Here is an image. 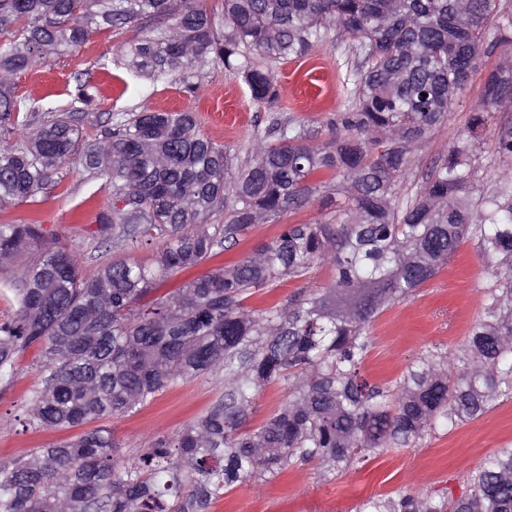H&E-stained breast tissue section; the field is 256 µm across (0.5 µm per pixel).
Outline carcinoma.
I'll return each mask as SVG.
<instances>
[{"mask_svg":"<svg viewBox=\"0 0 512 512\" xmlns=\"http://www.w3.org/2000/svg\"><path fill=\"white\" fill-rule=\"evenodd\" d=\"M224 32L204 0H0V208L36 202L70 165L105 179L102 241L163 242L149 265L114 260L81 274L76 254L45 239L43 225L0 224V268L23 246L29 265L0 280L13 316L0 321V383L37 350L43 385L26 425L82 426L131 412L178 380L221 374L224 395L173 440L146 441L133 459L112 432L0 463V512H209L253 476L275 478L314 463L327 479L392 447H416L437 423L452 430L512 399V121L500 124V180L476 182L475 139H458L414 196L400 183L412 155L448 121L450 106L483 73L472 130L512 105V13L499 0H224ZM169 18L121 49L124 65L154 84L224 68L253 101L278 100L275 67L308 57L332 30L353 41L349 105L319 143L303 122L271 115L250 158L205 136L191 110L111 114L87 141L78 114L94 87L77 82L61 112L4 90L12 76L82 47L101 30ZM332 186L343 195L325 221L286 224L270 244L151 301L157 283L229 250L256 224L277 221ZM225 213V222L207 219ZM465 240L496 286L456 354L438 346L398 380L373 383L362 366L370 324L431 280ZM328 263L332 284L307 296L249 305L282 280ZM272 382L284 403L248 427L256 392ZM470 493L371 497L358 512H512V445L471 474Z\"/></svg>","mask_w":512,"mask_h":512,"instance_id":"cac0c4a2","label":"carcinoma"}]
</instances>
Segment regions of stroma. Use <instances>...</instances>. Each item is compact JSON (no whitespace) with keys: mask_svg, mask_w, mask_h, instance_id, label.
I'll use <instances>...</instances> for the list:
<instances>
[{"mask_svg":"<svg viewBox=\"0 0 512 512\" xmlns=\"http://www.w3.org/2000/svg\"><path fill=\"white\" fill-rule=\"evenodd\" d=\"M149 32L135 26L113 33H94L77 51L50 58L17 74L11 84L15 95L35 99L51 96L58 109H67L69 93L76 82L96 87V105L81 122L83 134L96 138L110 112L127 107L151 110L193 109L201 130L212 140L247 153L255 133L264 131L270 112L283 118L312 123L328 131L329 123L347 105L343 80L352 55L351 41L342 31H332L311 56L278 65L280 98L276 107L252 100L247 85L221 69L193 76L196 93L183 83L152 84L129 71L120 48ZM481 92L480 80L456 96L446 126L431 132L416 151L402 182L401 194H414L430 169L446 155L451 143L469 135L472 108ZM506 115L491 113L477 142L476 161L480 185H490L500 163L495 153L497 130ZM61 184L41 198L36 206L20 204L0 210V221L20 223L31 217L41 221L47 239L59 241L75 252L83 275H93L119 258L149 261L150 246L103 247L98 228L107 211L108 192L103 179L87 178L80 168L67 167ZM320 201H313L287 216L285 222L253 226L237 245L195 269L205 274L229 261H237L258 246L272 242L283 223L310 224L323 219ZM494 278L472 242L461 245L436 277L408 298L395 302L371 324L373 346L364 364L368 377L393 380L414 356L429 345L456 350L475 323L483 295L493 288ZM38 355L27 350L20 357L9 386H0V462H8L61 440L75 439V428L35 429L19 421L40 386ZM221 376L204 375L177 382L159 393L147 406L118 418L103 419L121 444L120 455L132 458L148 438L174 437L193 420L204 415L223 394ZM512 442V400L500 402L478 419L461 423L453 431L436 428L418 448H391L369 455L359 465L335 479L321 480L315 465L290 468L287 474L269 480L250 478L235 484L215 499L211 512H356L372 495L430 493L459 497L470 489L469 476L489 455Z\"/></svg>","mask_w":512,"mask_h":512,"instance_id":"obj_1","label":"stroma"}]
</instances>
